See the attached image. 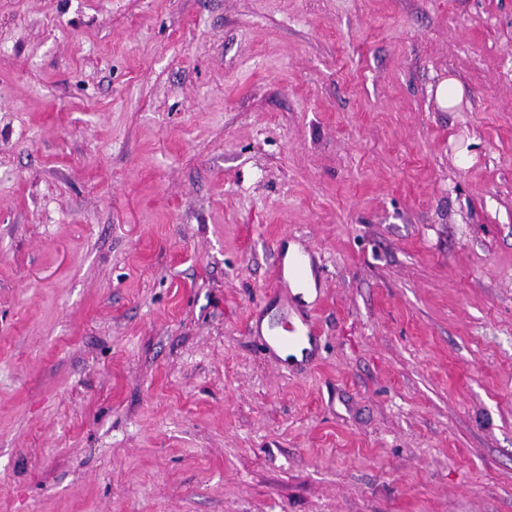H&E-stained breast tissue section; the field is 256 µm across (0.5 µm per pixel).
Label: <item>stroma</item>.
<instances>
[{"mask_svg": "<svg viewBox=\"0 0 512 512\" xmlns=\"http://www.w3.org/2000/svg\"><path fill=\"white\" fill-rule=\"evenodd\" d=\"M0 512H512V0H0ZM435 98L447 109L461 107L464 100L462 85L453 77L440 81L435 89ZM285 250L281 239L277 242L274 250L277 267L275 287L269 293H265L259 307H267L278 296L282 298L284 292L288 294L290 284L297 288H307L308 286V264L311 263L312 252L306 250L305 254L288 256L286 260ZM276 327L278 330L272 335L259 336L265 349L273 353H275L274 347L286 351L296 350L289 353L296 359H301L302 353L306 358L310 355L311 350L305 347V345L311 346L317 338L316 328L310 320H303L298 324L288 315H284Z\"/></svg>", "mask_w": 512, "mask_h": 512, "instance_id": "35a3bbf8", "label": "stroma"}]
</instances>
